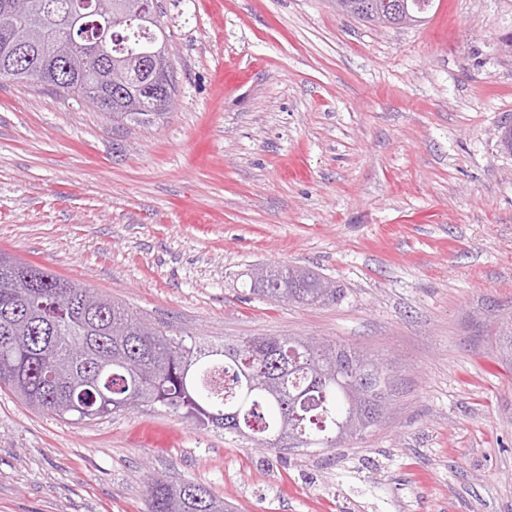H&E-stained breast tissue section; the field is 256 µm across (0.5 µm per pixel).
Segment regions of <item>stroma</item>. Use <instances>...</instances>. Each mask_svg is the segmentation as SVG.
<instances>
[{
  "mask_svg": "<svg viewBox=\"0 0 512 512\" xmlns=\"http://www.w3.org/2000/svg\"><path fill=\"white\" fill-rule=\"evenodd\" d=\"M176 105L151 128L0 81V251L220 345L341 342L392 361L348 447L265 450L163 406L74 423L0 389V512H145L156 478L234 512H512V0L370 26L332 0H157ZM339 301L273 303L260 265ZM149 426L182 435L163 448Z\"/></svg>",
  "mask_w": 512,
  "mask_h": 512,
  "instance_id": "1",
  "label": "stroma"
}]
</instances>
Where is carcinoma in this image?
Segmentation results:
<instances>
[{"instance_id": "cac0c4a2", "label": "carcinoma", "mask_w": 512, "mask_h": 512, "mask_svg": "<svg viewBox=\"0 0 512 512\" xmlns=\"http://www.w3.org/2000/svg\"><path fill=\"white\" fill-rule=\"evenodd\" d=\"M75 0H31L9 27L0 25V78L44 84L62 97L97 91L112 101V126L151 127L162 121L177 87L165 29L148 22L112 21L102 54L82 45L92 34L61 9ZM87 20L125 0H89ZM429 0H339V9L366 23L394 28L418 22ZM50 34L19 62L16 49L34 30ZM156 53L166 75L152 82L135 68ZM294 266L249 275L252 294L312 305L336 301L341 289ZM301 336H261L204 346L193 334L155 323L93 289L0 252V387L28 407L60 419L94 420L140 405L184 409L202 425L233 432L239 414L245 438L260 448H338L378 423L394 391L382 359L340 343L313 348ZM146 512H232L205 486L154 480Z\"/></svg>"}]
</instances>
